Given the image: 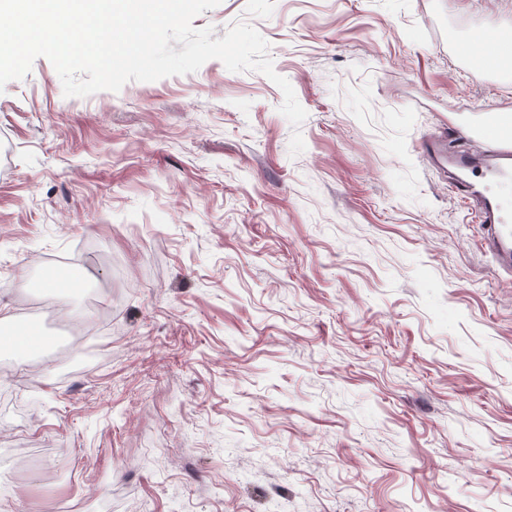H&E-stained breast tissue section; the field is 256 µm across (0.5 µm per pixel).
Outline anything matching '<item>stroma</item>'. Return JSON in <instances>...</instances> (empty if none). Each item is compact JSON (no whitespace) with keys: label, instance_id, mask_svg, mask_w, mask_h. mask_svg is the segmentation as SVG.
I'll use <instances>...</instances> for the list:
<instances>
[{"label":"stroma","instance_id":"35a3bbf8","mask_svg":"<svg viewBox=\"0 0 512 512\" xmlns=\"http://www.w3.org/2000/svg\"><path fill=\"white\" fill-rule=\"evenodd\" d=\"M257 71L0 90V512H512V273L463 176L457 54L512 0H222ZM79 259L80 277L34 289ZM16 342L23 344L27 350H30V352H39L48 345L49 339L42 336L40 330L33 326L23 333L11 336L7 344L13 346Z\"/></svg>","mask_w":512,"mask_h":512}]
</instances>
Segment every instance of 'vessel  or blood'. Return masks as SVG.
I'll use <instances>...</instances> for the list:
<instances>
[{
    "instance_id": "vessel-or-blood-1",
    "label": "vessel or blood",
    "mask_w": 512,
    "mask_h": 512,
    "mask_svg": "<svg viewBox=\"0 0 512 512\" xmlns=\"http://www.w3.org/2000/svg\"><path fill=\"white\" fill-rule=\"evenodd\" d=\"M462 59L487 77L512 74V36L487 37L476 32L459 46ZM477 149L458 155L456 166L480 172L495 187L479 193L482 246L498 266L512 272V115L488 109L480 127Z\"/></svg>"
}]
</instances>
